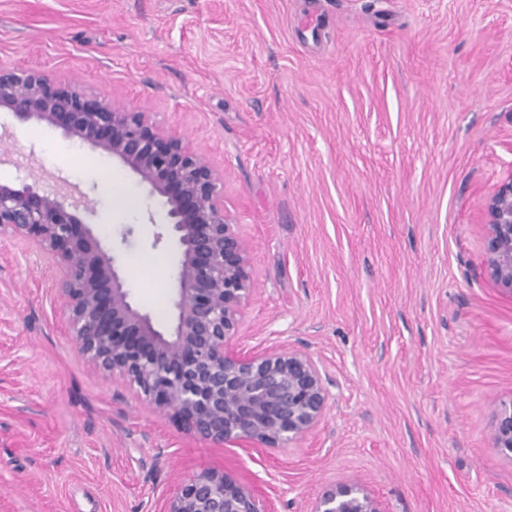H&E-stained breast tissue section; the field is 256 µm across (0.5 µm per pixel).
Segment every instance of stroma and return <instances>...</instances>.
I'll list each match as a JSON object with an SVG mask.
<instances>
[{
	"label": "stroma",
	"mask_w": 512,
	"mask_h": 512,
	"mask_svg": "<svg viewBox=\"0 0 512 512\" xmlns=\"http://www.w3.org/2000/svg\"><path fill=\"white\" fill-rule=\"evenodd\" d=\"M0 65L81 72L223 169L254 280L240 343L307 351L331 395L315 435L272 450L188 435L79 358L49 260L0 240V512H161L174 473L202 468L278 512L349 479L385 512H512L491 445L512 292L485 277L478 224L512 168V0H0ZM1 125L0 181L88 196L134 301L170 329L178 252L154 243L164 211L137 177Z\"/></svg>",
	"instance_id": "1"
}]
</instances>
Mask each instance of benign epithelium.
I'll use <instances>...</instances> for the list:
<instances>
[{
  "label": "benign epithelium",
  "instance_id": "7a95c632",
  "mask_svg": "<svg viewBox=\"0 0 512 512\" xmlns=\"http://www.w3.org/2000/svg\"><path fill=\"white\" fill-rule=\"evenodd\" d=\"M0 112L60 130L120 161L164 209L173 238L175 323L166 332L132 299L113 250L87 222L94 213L37 183L0 182V237L28 241L58 270L57 299L68 336L95 371L133 389L183 431L237 448H279L315 433L329 391L307 352L237 348L252 293L249 247L224 205V171L183 139L135 112L86 92L77 74L0 65ZM487 278L512 292V171L486 196L482 216ZM492 448L512 462V401L495 415ZM164 512H277L229 474L175 475ZM310 512H385L357 481L335 483Z\"/></svg>",
  "mask_w": 512,
  "mask_h": 512
}]
</instances>
